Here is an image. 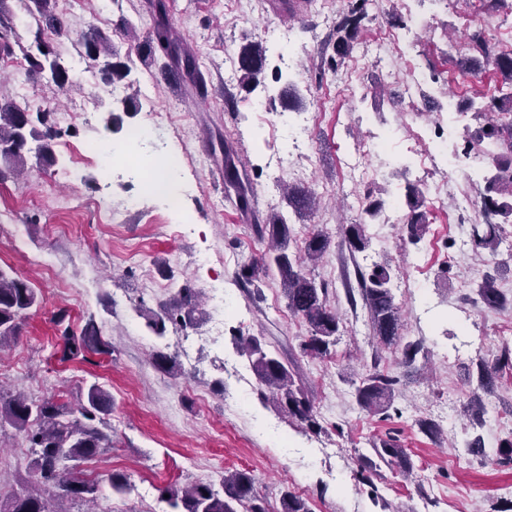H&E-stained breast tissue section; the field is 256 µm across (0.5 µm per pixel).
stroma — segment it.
Wrapping results in <instances>:
<instances>
[{
	"label": "stroma",
	"mask_w": 512,
	"mask_h": 512,
	"mask_svg": "<svg viewBox=\"0 0 512 512\" xmlns=\"http://www.w3.org/2000/svg\"><path fill=\"white\" fill-rule=\"evenodd\" d=\"M166 3L175 33L197 54L203 87L184 78L168 58L151 64L140 60L136 42L153 27L147 0H57L56 11L66 24L62 34L19 23L10 51L0 52V84L17 105L56 116L93 115L88 123H59L52 163L41 162L40 140L29 139L25 173L0 181V270L28 279L40 300L23 319L16 340L0 349V387L72 408L91 384L111 394V447L72 468L75 475L97 480L95 512H168L163 487L197 481L217 485L225 473L243 469L253 475L269 512H278L287 491L305 498L311 512H512V464L480 461L464 446L474 432L493 450L512 438V366L500 371L495 393L484 396L483 424L464 412L474 391L464 367L482 358L495 361L503 348H512V335L500 332L505 321H512V217L502 221L505 242L497 254L477 255L463 244L457 227L480 223L482 215L454 209L461 194L484 191L493 166L484 165L476 180L434 173L432 180L442 191L427 195L428 227L414 245H403L401 227L381 232L354 203L367 195L404 200L410 177L402 158L414 145L431 150L423 133L434 113L401 102L409 70L440 74L441 82L428 83L427 89L443 104L505 93V86L487 74L460 68L448 43L481 25L493 42L510 45L512 14H486L480 0H448L442 9L432 0H368L353 57L335 72L328 59L336 16L346 0H309L291 18L273 8L272 0H248L243 12L232 0ZM412 13L427 19V27L392 39L401 19ZM125 20L134 25V37L121 32ZM267 29L288 30L295 43L306 47L293 63L290 80L300 105L284 111L275 127L248 112L246 104L266 92L278 95L280 84L247 91L238 78L228 77L224 56ZM91 30L106 34L118 57L130 62L118 93L107 90L96 66L75 77L66 92L30 72L25 51L37 40L51 43L61 60L72 64L81 37ZM145 83L153 89V107L140 102L135 111H124L125 98L139 94ZM152 110L170 117L162 136L180 156L176 178L187 192L184 206L192 223H182L178 214L150 198L141 209L121 211L134 190L129 181L117 178L107 189L99 187L100 164L90 144L121 141L131 126L147 122ZM298 111L311 117L309 147L288 154L277 189H270L269 163L287 153L288 121ZM112 115L117 118L113 124L108 121ZM371 135L384 136L390 164L384 176L367 181L348 173L342 160ZM227 141L240 173L255 189L248 212L237 209L224 180ZM64 168L78 169L79 181L57 180L56 171ZM295 184L315 190L321 205L313 216L290 214L282 189ZM274 211L288 215L296 244L315 232L328 239L312 270L342 319L327 358L301 353L308 328L289 313L278 280L243 284L237 278L242 266L261 261L267 252L258 226ZM356 222L366 224L370 239L361 253L350 252L345 241V225ZM132 247L140 251V262L128 260ZM196 252L208 254L209 264H187V256ZM387 257L401 266L392 293L402 314L403 342L423 345L412 363L405 362L401 344H377L363 302L349 300L359 291L358 268ZM488 265L501 269L506 307H486L476 293V273ZM185 286L204 297L213 288L232 296L218 343L199 340L210 326V314L193 328L168 326L161 338L138 316V306L158 309ZM90 320L108 342L109 354L64 358L61 325L78 333ZM240 334L259 337L303 379L320 433L288 420L259 398L253 371L241 367L235 345ZM188 338L195 346L185 359L177 351ZM157 350L177 355V376L152 366ZM373 367L399 380L384 417L362 410L355 399V382ZM243 392L248 395L244 411L230 413L229 404ZM421 419L434 421L438 434L420 432ZM387 436L406 448L412 475L381 463L361 477L365 458L373 454L372 441ZM32 458L22 433L0 427V501L31 481ZM114 472L128 476L129 494L112 493L108 477Z\"/></svg>",
	"instance_id": "stroma-1"
}]
</instances>
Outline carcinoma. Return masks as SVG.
<instances>
[{
  "instance_id": "obj_1",
  "label": "carcinoma",
  "mask_w": 512,
  "mask_h": 512,
  "mask_svg": "<svg viewBox=\"0 0 512 512\" xmlns=\"http://www.w3.org/2000/svg\"><path fill=\"white\" fill-rule=\"evenodd\" d=\"M33 9L29 17L37 31L45 28L61 33L62 23L55 14L56 0H31ZM369 0H350L348 10L336 19L335 55L329 65L334 71L352 58L355 41L366 18L365 6ZM153 30L146 43L149 56L159 52L171 58L194 83H201L195 53L174 36L168 19L165 0H153ZM79 55L86 61L106 59L102 72L107 83L123 80L129 71L127 63L114 59L109 38L100 31L92 30L80 40ZM37 54L26 53L31 70L44 76L57 89L63 90L72 84L70 71L54 54L50 45L37 41ZM460 63L475 73L489 71L503 85L512 86V53H502L484 35L475 29L464 39L460 51ZM268 69L267 49L263 42L247 43L238 51L240 82L249 91L263 83ZM474 116L483 119L466 141L465 151L481 148L485 142L495 145L498 152L491 161L497 174L480 194L484 223L471 225V244L476 252L496 255L502 242V227L494 217L512 216V202L501 199L512 198V92L492 98ZM38 136L51 141L61 134L55 128L47 111L32 112L16 105L12 99L0 93V155L7 162L0 169V180L17 175L25 165L24 147L21 142L26 135ZM406 205L409 213L404 221L407 241L417 243L426 230L424 193L420 185L406 186ZM285 199L289 208L301 216L316 210L315 192L302 185L286 188ZM270 247L267 259L260 264L243 267L242 278L253 283L273 271L287 299L289 312L302 319L309 327V335L300 344L301 352L310 357L330 355L336 346L341 318L327 305V288L316 283L308 268L325 253L327 239L321 233H313L305 239L303 250L288 252L293 238V227L284 216L274 212L268 223L260 229ZM349 248L363 252L369 246L365 225L349 224L345 227ZM394 274L387 259L372 263L367 274L361 275L360 292L371 319L373 336L382 344L400 341V308L394 302L390 283ZM477 292L484 304L490 308L501 306L505 297L496 283V277L485 272L477 282ZM200 300L197 291L182 288L169 303L159 310L140 309L146 325L158 336L165 335L167 324L181 329L193 328L199 322L196 317ZM38 306L37 292L29 281L9 278L0 271V348L20 334L23 316ZM64 355L69 358L86 357L88 353L108 352V345L99 334L96 323L86 322L80 335L66 327L61 332ZM238 353L245 357L256 377L260 396H269L274 407L291 421L300 422L312 431L320 429L313 405L303 390L295 384L288 366L266 351L257 336L236 338ZM512 364V350L506 348L494 363L483 360L476 364L477 390L491 393L497 384L501 368ZM397 378L371 369L367 371L355 388L357 404L366 411L379 414L389 407L396 393ZM112 396L102 386L93 384L88 388L85 401L73 412L66 405L43 399L33 400L22 393L0 392V425L9 424L24 432L28 447L32 448L31 461L34 485L13 494L0 504V512H67L58 507L65 500L72 503H94L98 485L92 480L79 479L67 471L65 461H80L97 456L112 443L110 435L102 430L106 416L112 412ZM376 456L387 466L396 467L406 474L412 473L413 462L398 441L389 436L372 443ZM169 512H269L254 489V477L247 470H237L224 476L222 490H216L206 482H195L185 487L164 489ZM281 512H310L306 500L290 492L283 494Z\"/></svg>"
}]
</instances>
